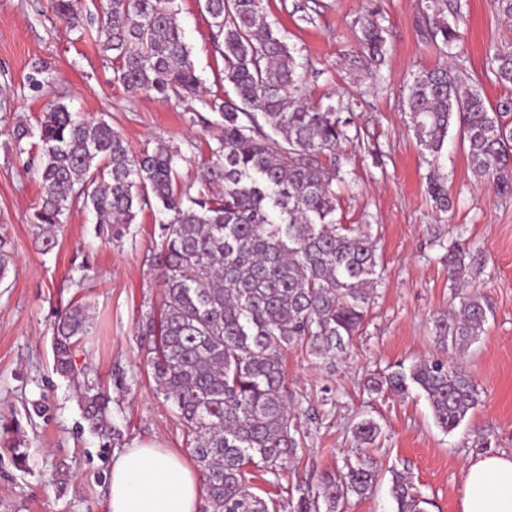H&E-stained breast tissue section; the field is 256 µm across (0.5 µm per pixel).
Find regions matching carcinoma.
Wrapping results in <instances>:
<instances>
[{
    "label": "carcinoma",
    "mask_w": 512,
    "mask_h": 512,
    "mask_svg": "<svg viewBox=\"0 0 512 512\" xmlns=\"http://www.w3.org/2000/svg\"><path fill=\"white\" fill-rule=\"evenodd\" d=\"M261 0H204L212 40L224 59V81L234 96L207 102L221 123L217 146L198 166L196 191L181 188L177 152L160 141L141 154L129 151L107 121L81 116L64 104L43 113L36 130L14 128L16 143L38 138L43 194L35 212L44 250L55 247L53 228L73 207L93 211L99 234L123 237L137 214L156 208L160 242L156 267L163 288L160 319L140 335L157 390L172 402L187 445L200 464L214 512H337L352 496L369 495L377 482L363 459L345 472L327 471L321 490L298 487L288 505L249 491L251 465L275 473L297 454L301 427L288 416L283 353L295 347L322 361L346 350L373 298L378 256L361 225L336 219L334 183L345 179L338 147L349 139L352 118L329 103L305 101L298 64L276 35ZM63 19L78 22L77 0H53ZM177 0H107L86 15L104 53L118 66L114 80L128 92L178 98L199 95L201 82L178 20ZM430 32L450 49L466 24L462 5ZM368 59L383 54L386 30L374 15L359 20ZM492 69L512 84V53H496ZM417 141L438 158L449 130L468 146L471 168L495 191L512 196V98L492 107L446 65L412 77L406 95ZM435 207L452 206L443 176L431 174ZM465 250H448L454 282L465 276ZM486 310L467 294L459 313L435 324L439 343L465 351L484 333ZM83 305L72 304L53 325V366L78 383L83 417L101 437L112 427V398L75 370L74 356L92 333ZM425 394L436 425L448 433L478 405L479 394L461 369L438 360L400 368L373 389ZM381 426L362 419L356 449L375 444ZM397 512H423L422 496L396 473L390 488Z\"/></svg>",
    "instance_id": "carcinoma-1"
}]
</instances>
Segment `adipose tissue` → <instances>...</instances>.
<instances>
[{
    "instance_id": "obj_1",
    "label": "adipose tissue",
    "mask_w": 512,
    "mask_h": 512,
    "mask_svg": "<svg viewBox=\"0 0 512 512\" xmlns=\"http://www.w3.org/2000/svg\"><path fill=\"white\" fill-rule=\"evenodd\" d=\"M200 485L181 455L156 442H133L116 454L109 512H197ZM462 512H512V452L470 455Z\"/></svg>"
}]
</instances>
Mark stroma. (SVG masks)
<instances>
[{"label":"stroma","instance_id":"1","mask_svg":"<svg viewBox=\"0 0 512 512\" xmlns=\"http://www.w3.org/2000/svg\"><path fill=\"white\" fill-rule=\"evenodd\" d=\"M423 0H263L274 30L294 51L305 92L315 104L352 110L357 135L344 141L345 183L336 187L337 219L368 228L381 278L358 336L333 361L285 351L286 400L306 438L285 468H255L251 492L287 501L296 486L317 487L327 470L357 463L353 429L371 418L382 427L366 450L379 479L372 493L352 497L338 512H396L393 473L408 475L425 499V512H461L469 455L512 450V197L496 194L472 170L457 132H449L436 164L419 146L403 110L414 73L440 63L459 66L489 104L512 96L490 59L512 51V27L502 24L498 0H461L467 15L461 39L441 52L426 34ZM179 22L201 81L199 96L164 100L128 94L113 79L112 60L92 37L69 25L51 0H0V237L13 262L0 279V512H108L112 456L136 441H157L184 458L192 453L171 404L157 392L138 336L142 321L162 303L153 265L158 224L139 212L121 240L96 234L92 213L64 212L57 244L43 251L33 212L42 183L30 158L38 146L15 143L18 122L36 126L48 102L106 120L133 153L163 141L178 152L182 187L195 184L196 165L219 133L207 100L230 93L216 52L210 18L198 0H179ZM376 11L387 31L384 60L368 67L361 55L359 18ZM438 170L456 199L435 212L426 179ZM465 239L469 290L480 292L487 314L479 342L458 354L440 344L434 321L458 310L460 299L443 258ZM79 302L97 328L76 357L112 397L118 436L92 433L74 386L57 374L52 325ZM440 358L474 380L479 404L452 432L434 422L423 393H372L369 379L399 364ZM41 412L26 418V408Z\"/></svg>","mask_w":512,"mask_h":512}]
</instances>
